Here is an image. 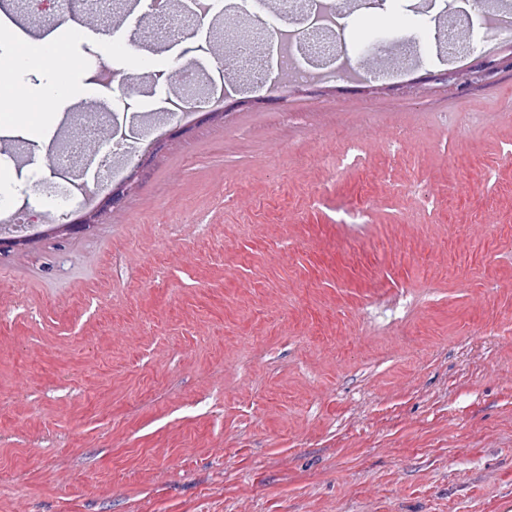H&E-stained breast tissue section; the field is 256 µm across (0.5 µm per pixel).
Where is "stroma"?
Returning a JSON list of instances; mask_svg holds the SVG:
<instances>
[{
	"mask_svg": "<svg viewBox=\"0 0 512 512\" xmlns=\"http://www.w3.org/2000/svg\"><path fill=\"white\" fill-rule=\"evenodd\" d=\"M149 2L69 37L0 0L12 89L56 76L13 41L78 60L74 98L0 126L5 193L76 108L113 118L89 76L128 70ZM436 11L347 23L417 42L410 79L170 120L120 207L0 254V512H512V31L441 83Z\"/></svg>",
	"mask_w": 512,
	"mask_h": 512,
	"instance_id": "35a3bbf8",
	"label": "stroma"
}]
</instances>
